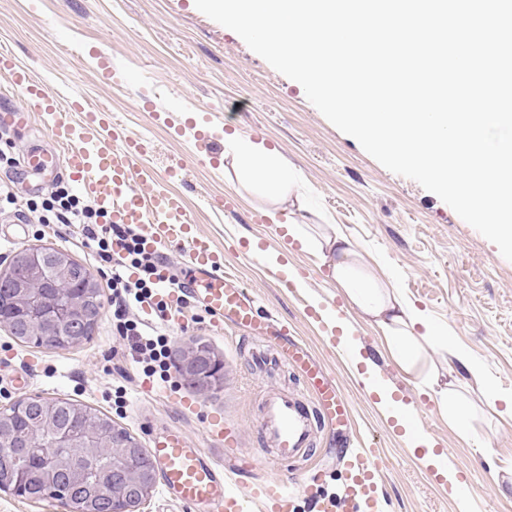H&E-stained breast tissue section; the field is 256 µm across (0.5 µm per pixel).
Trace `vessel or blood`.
<instances>
[{"label": "vessel or blood", "mask_w": 512, "mask_h": 512, "mask_svg": "<svg viewBox=\"0 0 512 512\" xmlns=\"http://www.w3.org/2000/svg\"><path fill=\"white\" fill-rule=\"evenodd\" d=\"M0 78L22 88L28 101L26 107L0 113L1 126L25 124L35 110L52 117L47 126L51 151L28 157L27 166L65 167L71 181L95 201L110 223L147 227L148 248L184 247V271L176 287L163 289L161 300L179 302L190 297L218 320L237 326L256 323L252 298L237 278L225 273L223 251L208 236L192 231L183 198L149 189L154 174L139 164L143 154L139 139L108 113L89 108L80 99L61 107L56 95L6 50L0 51ZM269 345L276 355L303 368L316 400L312 409L285 394L264 401L259 427L277 460L283 461L310 447L316 418L335 421L348 415L349 404L322 366L286 331L272 332ZM150 453L164 491L190 512L200 507L208 512H293L300 495L313 501L316 512H378V451L371 447L348 457L346 488L339 498L321 494L305 482L292 490L280 479H267L248 492H239L223 468L176 427L153 435Z\"/></svg>", "instance_id": "b4317fda"}]
</instances>
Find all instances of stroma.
Returning <instances> with one entry per match:
<instances>
[{"label":"stroma","mask_w":512,"mask_h":512,"mask_svg":"<svg viewBox=\"0 0 512 512\" xmlns=\"http://www.w3.org/2000/svg\"><path fill=\"white\" fill-rule=\"evenodd\" d=\"M1 48L60 101L82 98L145 140L142 161L157 174H164L171 159L184 162L183 179L167 188L183 196L194 231L223 248L225 270L240 278L258 313L287 326L320 359L348 398L350 416L316 426L304 454L280 462L261 455L266 442L259 416L266 396L288 393L313 404L307 380L293 364L257 370L251 355L267 351L266 336L218 326L194 303L169 307L172 319L164 326L172 356L181 358L196 343L207 345L224 366L221 388H196L175 372L165 383L149 380L128 361L115 369L108 357L120 341L106 306L91 339L65 350L20 343L0 327V407L35 395L74 399L107 414L144 448L149 433L178 427L240 490L274 476L314 475L324 494H339L346 483L343 452L372 443L379 450L380 512H512V495L502 496L495 483L496 477L512 475V419L491 412L479 383L469 381L474 436L462 438L435 402L419 394L380 329L337 288L327 267L312 253L287 245L276 224L338 225L375 275L424 310L500 391L512 393V261L495 244L435 194L383 167L332 125L299 83L201 13L194 0H0ZM232 133L265 142L287 159L299 196L292 210L277 208L239 180L224 157L232 149ZM49 147L40 114H33L31 125L0 128V183L18 201L41 202L57 181V174L24 164L27 154ZM225 198L234 200V210L220 209ZM253 242L269 252L287 251V270L256 260L249 249ZM30 245L65 251L95 275L102 299H109L92 249L0 214V270L16 250ZM288 270L306 290L281 287ZM314 297L341 312L361 355L373 363L371 381L306 316L304 306ZM17 373L28 375L25 389L12 385ZM376 384L394 387L397 398L412 404L419 431L444 452L459 491L423 464L421 451L380 407ZM119 389L126 399L121 410L113 403ZM183 398L196 401L195 412L178 407ZM214 416L235 437V447L211 436Z\"/></svg>","instance_id":"obj_1"}]
</instances>
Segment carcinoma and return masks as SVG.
<instances>
[{"label": "carcinoma", "mask_w": 512, "mask_h": 512, "mask_svg": "<svg viewBox=\"0 0 512 512\" xmlns=\"http://www.w3.org/2000/svg\"><path fill=\"white\" fill-rule=\"evenodd\" d=\"M90 275V271L71 258L52 272L42 270L45 280L43 304L55 300L53 283L71 284ZM29 283L26 273L12 282L4 300L5 311L20 297ZM103 304L99 290L85 301L87 315L95 328ZM66 332L57 321H43L38 329H20L15 339L36 346L55 347ZM30 407H11L0 411V486H20L24 497L46 501L67 500L71 508L100 512L101 498L95 486L74 479L75 472L88 463L102 469L105 483L112 484V458L102 455L100 445L112 440V419L91 408L63 399H28Z\"/></svg>", "instance_id": "obj_1"}]
</instances>
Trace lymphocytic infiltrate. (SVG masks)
Returning a JSON list of instances; mask_svg holds the SVG:
<instances>
[{"label": "lymphocytic infiltrate", "instance_id": "1", "mask_svg": "<svg viewBox=\"0 0 512 512\" xmlns=\"http://www.w3.org/2000/svg\"><path fill=\"white\" fill-rule=\"evenodd\" d=\"M42 207L44 211L55 212L60 236L80 238L84 245L94 249L98 262L108 265L112 325L117 335L134 362L141 365L143 374L168 378L171 355L165 331L145 333L133 314L134 308L152 305L159 319L168 317L166 305L156 300L160 274L155 251L146 247L143 236L132 227L92 223L91 210L65 190H57L43 201ZM117 239L123 243L119 252L112 248Z\"/></svg>", "mask_w": 512, "mask_h": 512}]
</instances>
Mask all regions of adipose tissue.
<instances>
[{
    "label": "adipose tissue",
    "instance_id": "adipose-tissue-1",
    "mask_svg": "<svg viewBox=\"0 0 512 512\" xmlns=\"http://www.w3.org/2000/svg\"><path fill=\"white\" fill-rule=\"evenodd\" d=\"M234 161L243 179L259 183L270 199L283 202L290 197L294 181L288 166L280 153L264 142L236 139ZM281 229L285 238L317 253L349 301L382 329L399 366L455 419L461 431H468L467 399L461 391L440 383L433 356L439 353L456 360L476 380L482 377L481 367L440 336L422 310L375 277L365 266L357 245L335 225L322 226L315 234L306 224L288 222Z\"/></svg>",
    "mask_w": 512,
    "mask_h": 512
}]
</instances>
